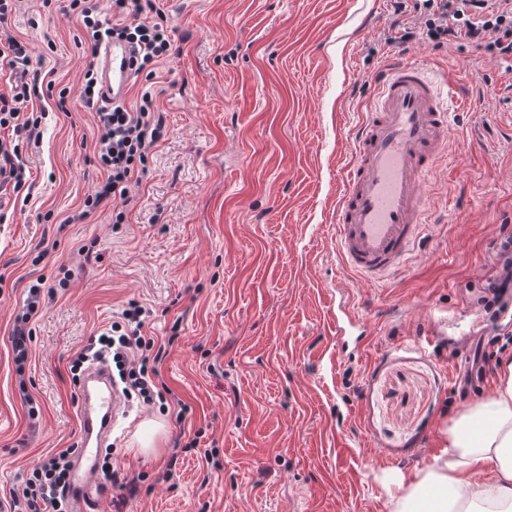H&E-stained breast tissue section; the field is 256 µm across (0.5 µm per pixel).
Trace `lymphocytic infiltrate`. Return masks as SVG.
<instances>
[{"label": "lymphocytic infiltrate", "instance_id": "obj_1", "mask_svg": "<svg viewBox=\"0 0 512 512\" xmlns=\"http://www.w3.org/2000/svg\"><path fill=\"white\" fill-rule=\"evenodd\" d=\"M391 42L401 46L426 37L435 45H469L491 60H512V0H389ZM87 33V49L97 55L112 37L130 42L136 54L137 72L154 70L172 49L167 16L156 4L142 0H113L115 19L101 17L99 0H70ZM32 65L30 50L15 38L0 43V71L9 70L16 80L9 94H0V193H20L28 181L20 141L39 136L41 116L25 110L37 94L27 76ZM164 119L153 109L151 93H143L136 109L115 104L99 113L96 125L97 161L104 178L88 195L78 220L87 219L102 204L127 200L131 185L140 183L148 168V153L163 136ZM42 288H29L22 312L16 315L11 343L17 365L28 359V324L41 303ZM147 311L129 302L118 321L88 343L72 362L74 373L84 364L111 352L117 383L124 393L136 394L143 403H154L155 379L161 354L154 338L145 336ZM72 451L65 448L41 460L33 468L21 493L11 494L8 512H67Z\"/></svg>", "mask_w": 512, "mask_h": 512}]
</instances>
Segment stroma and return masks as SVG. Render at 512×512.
<instances>
[{
  "instance_id": "35a3bbf8",
  "label": "stroma",
  "mask_w": 512,
  "mask_h": 512,
  "mask_svg": "<svg viewBox=\"0 0 512 512\" xmlns=\"http://www.w3.org/2000/svg\"><path fill=\"white\" fill-rule=\"evenodd\" d=\"M160 5L179 52L127 93L133 105L151 92L165 118L149 176L122 223L99 210L71 224L100 177L81 24L58 2H12L5 33L52 85L23 146L28 200L0 197V499L74 447L72 361L133 299L165 346L167 407L124 403L109 466L139 492L121 500L96 473L95 512H391L393 477L430 465L452 420L494 389L492 373L464 394L452 379L477 350V301L512 232V70L472 47H410L455 68L470 106L449 108L451 160L430 178L412 262L366 282L342 269L336 196L376 75L400 50L383 36L386 0ZM38 282L20 376L10 334ZM340 286L367 326L351 354L331 331Z\"/></svg>"
}]
</instances>
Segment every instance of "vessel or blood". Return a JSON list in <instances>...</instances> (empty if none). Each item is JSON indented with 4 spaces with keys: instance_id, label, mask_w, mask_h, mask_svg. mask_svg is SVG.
<instances>
[{
    "instance_id": "1",
    "label": "vessel or blood",
    "mask_w": 512,
    "mask_h": 512,
    "mask_svg": "<svg viewBox=\"0 0 512 512\" xmlns=\"http://www.w3.org/2000/svg\"><path fill=\"white\" fill-rule=\"evenodd\" d=\"M99 106L123 100L134 77L131 49L107 44L98 57ZM447 73L423 62L395 59L378 74L369 115L353 135L351 166L336 207V247L342 265L358 278L379 281L404 267L419 245L430 215L425 190L448 156V105L441 92ZM344 292L336 294L332 322L345 346L359 320ZM119 414L112 373L88 368L80 380L79 434L71 498L90 512L100 450Z\"/></svg>"
}]
</instances>
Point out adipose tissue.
Listing matches in <instances>:
<instances>
[{"label": "adipose tissue", "mask_w": 512, "mask_h": 512, "mask_svg": "<svg viewBox=\"0 0 512 512\" xmlns=\"http://www.w3.org/2000/svg\"><path fill=\"white\" fill-rule=\"evenodd\" d=\"M446 445L426 468L395 480L393 512H512V360L491 396L469 405L444 433ZM482 466L487 475L471 474Z\"/></svg>", "instance_id": "ef3b65f1"}]
</instances>
